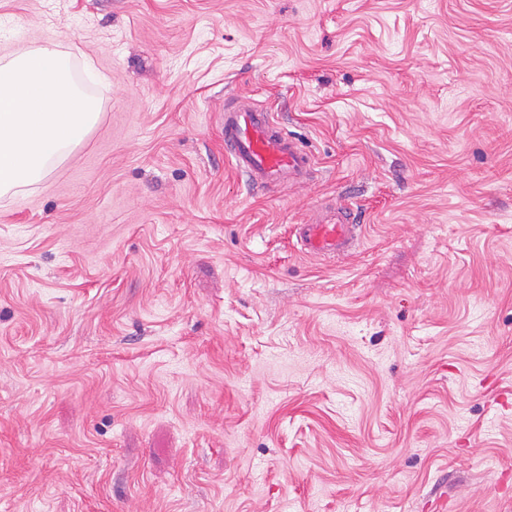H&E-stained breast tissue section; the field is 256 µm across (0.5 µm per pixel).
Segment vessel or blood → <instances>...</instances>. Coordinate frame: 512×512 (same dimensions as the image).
I'll use <instances>...</instances> for the list:
<instances>
[{"instance_id":"1","label":"vessel or blood","mask_w":512,"mask_h":512,"mask_svg":"<svg viewBox=\"0 0 512 512\" xmlns=\"http://www.w3.org/2000/svg\"><path fill=\"white\" fill-rule=\"evenodd\" d=\"M224 155L256 188L286 181L305 182L313 166L311 155L277 125L271 112L228 106L222 121ZM358 225L340 206L326 214H312L297 227L303 254L324 261L348 256L357 239Z\"/></svg>"}]
</instances>
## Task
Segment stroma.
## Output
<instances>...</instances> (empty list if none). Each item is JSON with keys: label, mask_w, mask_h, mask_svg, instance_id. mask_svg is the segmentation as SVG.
<instances>
[{"label": "stroma", "mask_w": 512, "mask_h": 512, "mask_svg": "<svg viewBox=\"0 0 512 512\" xmlns=\"http://www.w3.org/2000/svg\"><path fill=\"white\" fill-rule=\"evenodd\" d=\"M47 41L101 118L0 201V512H512V0H0ZM224 156L254 188L304 183L312 156L277 125L273 113L258 108L224 105ZM349 216L344 206L326 214L313 213L305 224L297 225L300 251L323 261L348 256L357 240L356 231L360 225Z\"/></svg>", "instance_id": "1"}]
</instances>
